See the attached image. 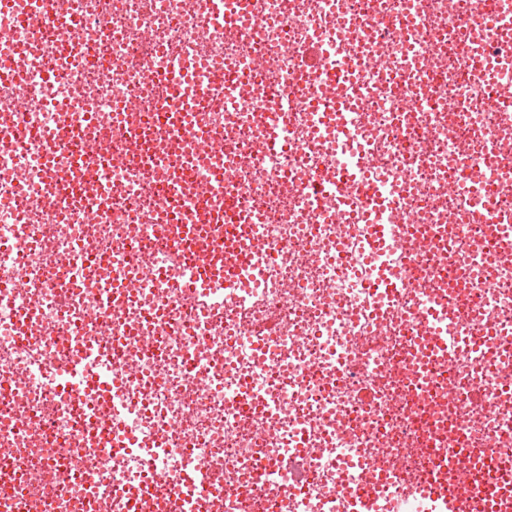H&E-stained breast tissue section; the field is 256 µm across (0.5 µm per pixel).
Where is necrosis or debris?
Listing matches in <instances>:
<instances>
[{
	"instance_id": "4bbe7bcc",
	"label": "necrosis or debris",
	"mask_w": 512,
	"mask_h": 512,
	"mask_svg": "<svg viewBox=\"0 0 512 512\" xmlns=\"http://www.w3.org/2000/svg\"><path fill=\"white\" fill-rule=\"evenodd\" d=\"M248 6L241 26L202 0H66L86 26L67 46L25 0L0 23L18 45L0 77V512H125L147 474L179 477L168 512H349L380 476L444 469L479 495L512 462V357L478 346L512 341V38L486 22L512 0ZM193 60L224 73L193 124L232 163L223 194L197 193L200 162L172 203L158 118ZM76 131L103 146L79 172ZM228 196L252 227L237 288L172 292L191 271L171 206L220 215ZM425 313L448 321L447 362L422 356ZM73 341L96 352L86 373L63 369ZM98 374L122 453L95 448Z\"/></svg>"
}]
</instances>
